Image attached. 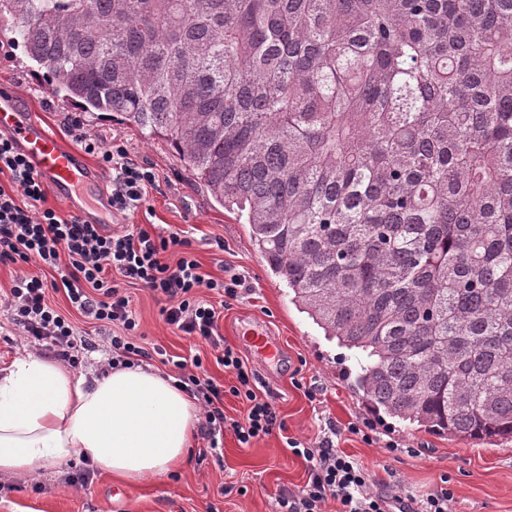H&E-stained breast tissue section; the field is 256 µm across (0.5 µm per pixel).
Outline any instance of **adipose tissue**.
<instances>
[{
    "mask_svg": "<svg viewBox=\"0 0 512 512\" xmlns=\"http://www.w3.org/2000/svg\"><path fill=\"white\" fill-rule=\"evenodd\" d=\"M199 424L196 400L150 367L84 374L34 351L0 367V475L87 462L130 481L162 476Z\"/></svg>",
    "mask_w": 512,
    "mask_h": 512,
    "instance_id": "ef3b65f1",
    "label": "adipose tissue"
}]
</instances>
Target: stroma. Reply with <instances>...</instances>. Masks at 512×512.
<instances>
[{"label": "stroma", "mask_w": 512, "mask_h": 512, "mask_svg": "<svg viewBox=\"0 0 512 512\" xmlns=\"http://www.w3.org/2000/svg\"><path fill=\"white\" fill-rule=\"evenodd\" d=\"M0 42L11 56L0 62V89L18 92L29 115L67 144L75 139L69 117L74 103L52 95L11 25L0 22ZM85 130L102 143L122 141L160 177L146 202L122 214L104 215L106 232L136 225L153 226L160 235L180 232L192 243L202 271L214 278L239 273L250 285L230 305L221 306L219 326L230 346L256 370L263 387L276 396L283 432L250 446L225 432L221 448L196 440L187 462L173 473L142 482H126L95 472L86 486L64 482L76 465H50L33 481L0 477V512H280L279 495L294 491L308 478V464L288 446L296 440L312 448L325 439L356 458L373 477L374 487L398 486L403 496L422 499L449 475L456 512H512V440L481 444L435 435L390 418H374L365 401L349 387L344 371L354 368L351 351L327 339L307 314L297 310L288 289L267 271L250 239V228L217 204L206 188L185 170L165 140L145 137L137 128L106 115L85 114ZM142 343L174 360L201 355L209 376L229 386L232 377L216 363L211 348L170 328L161 316L163 300L138 285L128 288ZM263 322L284 348L281 360L264 366L237 336L242 322ZM313 389L315 399L304 395ZM374 418L377 444L366 445L347 430L349 424ZM395 442L403 453L385 445Z\"/></svg>", "instance_id": "obj_1"}]
</instances>
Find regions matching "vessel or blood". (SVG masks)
<instances>
[{
	"instance_id": "vessel-or-blood-1",
	"label": "vessel or blood",
	"mask_w": 512,
	"mask_h": 512,
	"mask_svg": "<svg viewBox=\"0 0 512 512\" xmlns=\"http://www.w3.org/2000/svg\"><path fill=\"white\" fill-rule=\"evenodd\" d=\"M0 132L15 138L54 196L77 211L84 220L92 222L96 216L83 207L78 189H95L99 209L110 210L111 195L102 189L100 173L90 165L82 151L63 144L43 126L31 121L20 100L5 91H0ZM251 345L262 359L271 360L279 355V348L266 329L253 331Z\"/></svg>"
}]
</instances>
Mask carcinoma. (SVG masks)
I'll use <instances>...</instances> for the list:
<instances>
[{
  "mask_svg": "<svg viewBox=\"0 0 512 512\" xmlns=\"http://www.w3.org/2000/svg\"><path fill=\"white\" fill-rule=\"evenodd\" d=\"M49 90L163 137L378 412L512 438V0H0Z\"/></svg>",
  "mask_w": 512,
  "mask_h": 512,
  "instance_id": "1",
  "label": "carcinoma"
}]
</instances>
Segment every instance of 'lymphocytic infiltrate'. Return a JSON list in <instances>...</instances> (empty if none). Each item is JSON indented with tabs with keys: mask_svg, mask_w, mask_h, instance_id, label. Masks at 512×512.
<instances>
[{
	"mask_svg": "<svg viewBox=\"0 0 512 512\" xmlns=\"http://www.w3.org/2000/svg\"><path fill=\"white\" fill-rule=\"evenodd\" d=\"M71 127L84 152L113 170V211L140 207L159 180L154 168L132 158L124 144L105 145L87 135L80 117L72 118ZM2 173L8 180L0 182V263L19 267L35 263L58 273L51 280L22 273L9 290L10 318L27 344L70 366L78 364L82 351L93 347L92 337L81 334L52 305L50 291L61 289L87 323L115 326V334L105 339L112 352L109 367L131 368L151 359V352L140 342L139 322L126 291L127 286L138 285L164 298L161 315L165 323L208 343L216 362L234 379L228 389L217 384L207 376L198 355L174 363L180 386L201 408L200 435L208 448L217 449L228 430L239 443L248 445L282 429L272 391L258 390L255 371L225 345L214 307L199 297L205 289L224 301L236 299L247 288L245 277L234 274L215 279L203 274L190 241L180 233L163 237L139 225L107 234L101 225L84 222L80 215L63 216L46 207L44 182L14 138L0 134ZM174 247L181 253L172 263L165 254ZM228 392L244 404L242 417L225 415ZM289 447L308 462L309 471L301 489L281 493L283 512H323L331 499L339 502L342 512H452L454 493L448 485H440L417 502L393 490L374 493L367 470L332 444L304 448L293 440Z\"/></svg>",
	"mask_w": 512,
	"mask_h": 512,
	"instance_id": "obj_1",
	"label": "lymphocytic infiltrate"
}]
</instances>
